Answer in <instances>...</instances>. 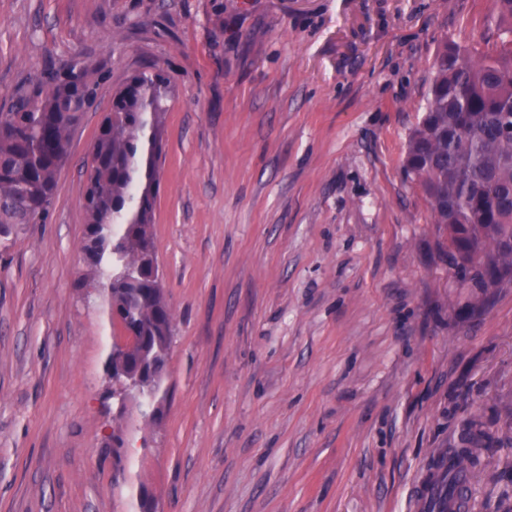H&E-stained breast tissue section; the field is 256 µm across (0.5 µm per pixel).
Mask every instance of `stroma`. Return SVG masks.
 I'll return each mask as SVG.
<instances>
[{"label": "stroma", "instance_id": "1", "mask_svg": "<svg viewBox=\"0 0 512 512\" xmlns=\"http://www.w3.org/2000/svg\"><path fill=\"white\" fill-rule=\"evenodd\" d=\"M447 42L496 53L492 0H0V110L47 64L105 70L47 218L0 243V512H137L140 487L157 512H429L472 416L496 440L471 512H512V284L474 308L404 170ZM153 66L157 418L105 395L81 250L91 144Z\"/></svg>", "mask_w": 512, "mask_h": 512}]
</instances>
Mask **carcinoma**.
<instances>
[{
  "instance_id": "cac0c4a2",
  "label": "carcinoma",
  "mask_w": 512,
  "mask_h": 512,
  "mask_svg": "<svg viewBox=\"0 0 512 512\" xmlns=\"http://www.w3.org/2000/svg\"><path fill=\"white\" fill-rule=\"evenodd\" d=\"M496 55L472 58L445 45L432 65L425 113L409 136L405 170L429 200L434 223L447 232L461 278L473 288L512 282V27ZM103 70L78 63L46 69L19 88L0 112V239L43 221L53 204L72 131L94 102ZM171 82L160 69L132 75L112 98L91 151L84 196L87 268L112 280V325L144 337L141 355H111L112 401L127 384L162 387L144 359L168 357L173 314L152 275L153 220L159 190ZM462 447L442 458L451 504L459 482L473 477L479 443L491 440L478 419L463 424Z\"/></svg>"
}]
</instances>
